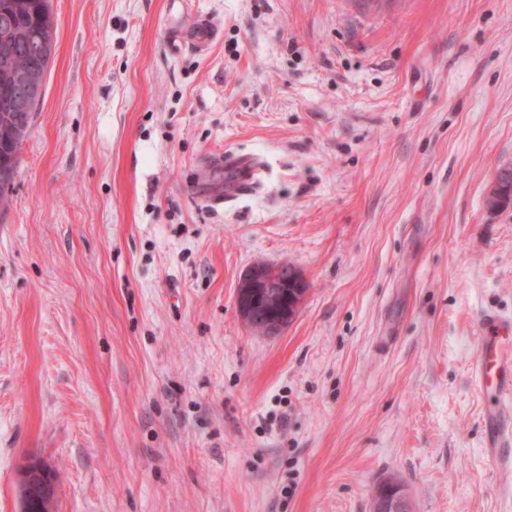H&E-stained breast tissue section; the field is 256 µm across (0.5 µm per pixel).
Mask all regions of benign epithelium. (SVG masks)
Instances as JSON below:
<instances>
[{"mask_svg":"<svg viewBox=\"0 0 512 512\" xmlns=\"http://www.w3.org/2000/svg\"><path fill=\"white\" fill-rule=\"evenodd\" d=\"M13 103L23 109L41 99L43 86L37 77L16 74L11 84ZM306 292L302 275L292 265L257 263L240 278L235 304L246 327L264 334H275L290 324L299 312ZM55 472L41 461L32 460L23 466L20 512H33L54 493ZM382 504L385 512H408L407 499L394 489H387Z\"/></svg>","mask_w":512,"mask_h":512,"instance_id":"obj_1","label":"benign epithelium"}]
</instances>
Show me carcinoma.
<instances>
[{
	"instance_id": "cac0c4a2",
	"label": "carcinoma",
	"mask_w": 512,
	"mask_h": 512,
	"mask_svg": "<svg viewBox=\"0 0 512 512\" xmlns=\"http://www.w3.org/2000/svg\"><path fill=\"white\" fill-rule=\"evenodd\" d=\"M7 24L0 32V55L11 53L16 65L29 69L46 78L53 60L56 33L49 0H0V23ZM37 39L48 46L44 56L34 57L23 49L28 42ZM29 114L17 112L10 105L8 86L0 76V166L17 169L19 150L27 137L31 121Z\"/></svg>"
}]
</instances>
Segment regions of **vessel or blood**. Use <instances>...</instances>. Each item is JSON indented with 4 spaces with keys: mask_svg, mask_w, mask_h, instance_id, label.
I'll return each instance as SVG.
<instances>
[{
    "mask_svg": "<svg viewBox=\"0 0 512 512\" xmlns=\"http://www.w3.org/2000/svg\"><path fill=\"white\" fill-rule=\"evenodd\" d=\"M190 27V40L195 46L202 48L213 41L216 26L210 19L196 17ZM232 163L243 167L245 176L232 191L219 195L222 203L243 194L256 169L247 157L233 158ZM478 329L473 382L485 399L484 451L496 468L508 471L512 469V318L486 311L479 318Z\"/></svg>",
    "mask_w": 512,
    "mask_h": 512,
    "instance_id": "b4317fda",
    "label": "vessel or blood"
}]
</instances>
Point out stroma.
Returning <instances> with one entry per match:
<instances>
[{
  "label": "stroma",
  "mask_w": 512,
  "mask_h": 512,
  "mask_svg": "<svg viewBox=\"0 0 512 512\" xmlns=\"http://www.w3.org/2000/svg\"><path fill=\"white\" fill-rule=\"evenodd\" d=\"M50 0L56 51L0 211V512H512L471 384L512 315V0ZM215 210L196 192L240 179ZM307 284L263 335L255 263ZM190 40L197 47H206L209 45L216 34V26L207 17L197 16L192 19L190 24ZM230 165V166H243L244 167V173L245 176L237 183V185L230 191L221 194L217 196L214 200L215 204H221L226 203L229 201H232L234 197L241 195L251 186V178L253 175V172L256 169V166L251 158L247 157H236V158H229L224 160V157L221 155L214 156L208 158L204 165H203V171L202 176L205 177V175L212 169L222 166V164ZM306 290L305 280L292 265L257 263L240 278L235 304L246 327L275 334L296 317ZM277 297L282 308L271 312L268 306ZM55 472L52 467L41 461L32 460L23 466L21 472V512L38 510L43 500L54 493ZM34 503L35 507L31 505Z\"/></svg>",
  "instance_id": "35a3bbf8"
}]
</instances>
